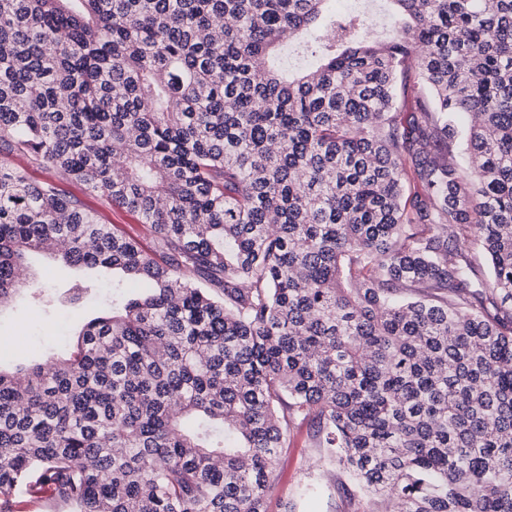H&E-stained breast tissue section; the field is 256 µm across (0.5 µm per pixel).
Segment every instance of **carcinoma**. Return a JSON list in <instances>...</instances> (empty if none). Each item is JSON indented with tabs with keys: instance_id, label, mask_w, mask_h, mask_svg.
<instances>
[{
	"instance_id": "1",
	"label": "carcinoma",
	"mask_w": 512,
	"mask_h": 512,
	"mask_svg": "<svg viewBox=\"0 0 512 512\" xmlns=\"http://www.w3.org/2000/svg\"><path fill=\"white\" fill-rule=\"evenodd\" d=\"M328 2L0 0V307L30 253L121 273L75 355L0 370V512H267L306 419L367 512H512V0H389L385 42ZM10 161L16 167L24 169L32 183L54 182L64 194L78 199L81 205L95 216L98 223L112 224L115 231L137 239L145 248L152 246L153 233L148 224L142 223L141 217L136 212L114 204L100 194L91 192L79 183L62 178L55 172L33 167L23 156H11ZM459 248L468 255L485 277L490 276V262L477 238L471 236L458 242Z\"/></svg>"
}]
</instances>
